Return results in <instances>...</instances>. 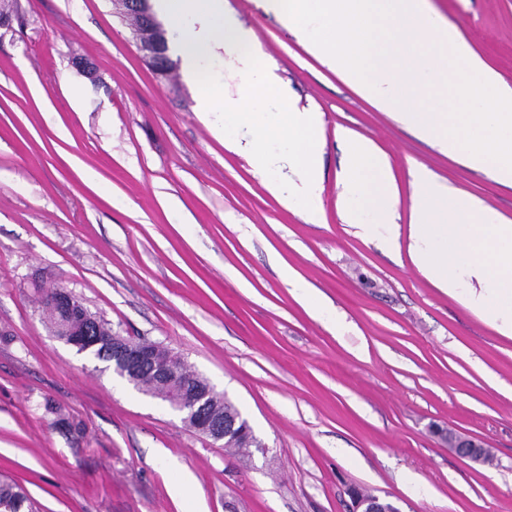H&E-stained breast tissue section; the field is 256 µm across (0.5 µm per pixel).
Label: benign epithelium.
<instances>
[{
    "label": "benign epithelium",
    "instance_id": "7a95c632",
    "mask_svg": "<svg viewBox=\"0 0 512 512\" xmlns=\"http://www.w3.org/2000/svg\"><path fill=\"white\" fill-rule=\"evenodd\" d=\"M126 12L140 18L144 27L156 29L157 42L149 45L140 44V50L151 60L156 68L167 65V57L163 43L166 38L155 21L154 16L147 9L148 0H118ZM58 311L67 318L66 335L75 336L77 340L70 342L73 347H79L81 343L92 336L91 327L84 324V316L78 309V303L72 293L67 290H59L54 301ZM112 357L129 372V381H134L136 376L149 372L156 377L168 380L175 376L171 359L176 357L172 351L160 344L147 341L135 343L123 336L112 337ZM171 408L185 416L184 423L190 429L214 442L239 443L247 448L253 443V434L246 422L224 419V394L218 392L203 376H184L178 380L175 399ZM450 442L457 453L473 463L481 464L489 450L484 441L471 435H455ZM352 499V512H399L390 502L353 489L350 491Z\"/></svg>",
    "mask_w": 512,
    "mask_h": 512
}]
</instances>
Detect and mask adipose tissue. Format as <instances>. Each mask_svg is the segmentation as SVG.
<instances>
[{
	"label": "adipose tissue",
	"instance_id": "1",
	"mask_svg": "<svg viewBox=\"0 0 512 512\" xmlns=\"http://www.w3.org/2000/svg\"><path fill=\"white\" fill-rule=\"evenodd\" d=\"M338 136L350 151L337 203L343 223L368 240L405 241L409 259L434 287L512 338V221L490 219L479 199L435 189L431 173L418 167L410 224L401 227L389 159L351 130Z\"/></svg>",
	"mask_w": 512,
	"mask_h": 512
}]
</instances>
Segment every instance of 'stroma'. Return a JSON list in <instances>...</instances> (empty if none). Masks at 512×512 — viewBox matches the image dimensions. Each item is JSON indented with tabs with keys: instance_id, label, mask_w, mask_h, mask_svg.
Returning <instances> with one entry per match:
<instances>
[{
	"instance_id": "35a3bbf8",
	"label": "stroma",
	"mask_w": 512,
	"mask_h": 512,
	"mask_svg": "<svg viewBox=\"0 0 512 512\" xmlns=\"http://www.w3.org/2000/svg\"><path fill=\"white\" fill-rule=\"evenodd\" d=\"M228 3L291 99L323 114V223L225 149L180 63L158 74L113 0H17L0 27V476L38 512H350L352 486L400 512H512V339L342 222L336 130L387 154L402 225L414 167L495 220H512V187L377 110L259 0ZM428 5L512 85V0ZM37 275L184 356L258 448L226 452L52 336ZM445 429L494 463L458 456ZM184 471L194 495L178 500Z\"/></svg>"
}]
</instances>
